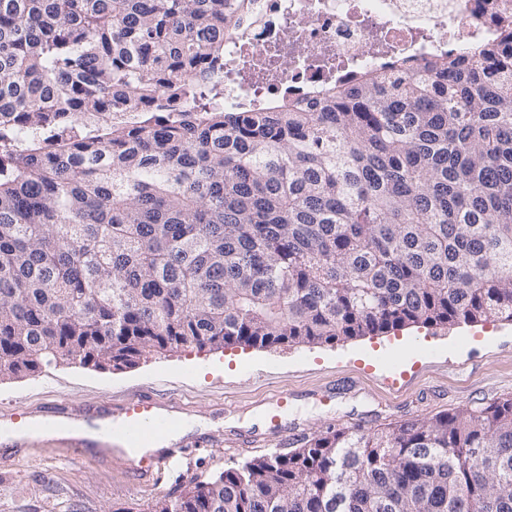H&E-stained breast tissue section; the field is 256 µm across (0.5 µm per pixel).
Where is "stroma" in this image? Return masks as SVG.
Instances as JSON below:
<instances>
[{
    "mask_svg": "<svg viewBox=\"0 0 512 512\" xmlns=\"http://www.w3.org/2000/svg\"><path fill=\"white\" fill-rule=\"evenodd\" d=\"M283 389L292 394L284 408L272 399ZM146 390L187 404L189 416L207 421L206 429L190 435L199 444L191 459L175 458L156 487L141 488L122 464L76 460L66 456L60 436L44 435L27 459H0V512H154L158 501L178 497L191 480L274 454L269 426L252 422L261 408L306 439L512 395V323L412 327L333 346H189L151 353L124 370L64 361L0 380V407L19 403L37 416L59 403H119Z\"/></svg>",
    "mask_w": 512,
    "mask_h": 512,
    "instance_id": "stroma-1",
    "label": "stroma"
}]
</instances>
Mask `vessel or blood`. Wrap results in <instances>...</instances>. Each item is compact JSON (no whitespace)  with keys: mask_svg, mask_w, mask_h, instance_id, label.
<instances>
[{"mask_svg":"<svg viewBox=\"0 0 512 512\" xmlns=\"http://www.w3.org/2000/svg\"><path fill=\"white\" fill-rule=\"evenodd\" d=\"M179 402L152 394L134 396L114 411L53 414L31 420L20 407L0 413V433L16 435V447H28L37 432H66L65 449L73 456H97L101 462L122 459L139 485L155 486L170 455V438L181 426Z\"/></svg>","mask_w":512,"mask_h":512,"instance_id":"vessel-or-blood-1","label":"vessel or blood"}]
</instances>
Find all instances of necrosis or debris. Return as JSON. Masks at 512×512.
Returning a JSON list of instances; mask_svg holds the SVG:
<instances>
[{
    "label": "necrosis or debris",
    "instance_id": "4bbe7bcc",
    "mask_svg": "<svg viewBox=\"0 0 512 512\" xmlns=\"http://www.w3.org/2000/svg\"><path fill=\"white\" fill-rule=\"evenodd\" d=\"M224 38V105L269 106L400 57L467 51L498 38L487 0H248Z\"/></svg>",
    "mask_w": 512,
    "mask_h": 512
}]
</instances>
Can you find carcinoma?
I'll list each match as a JSON object with an SVG mask.
<instances>
[{"mask_svg":"<svg viewBox=\"0 0 512 512\" xmlns=\"http://www.w3.org/2000/svg\"><path fill=\"white\" fill-rule=\"evenodd\" d=\"M245 2L0 0V378L512 322V15L468 57L228 110ZM155 512H512V395Z\"/></svg>","mask_w":512,"mask_h":512,"instance_id":"cac0c4a2","label":"carcinoma"}]
</instances>
